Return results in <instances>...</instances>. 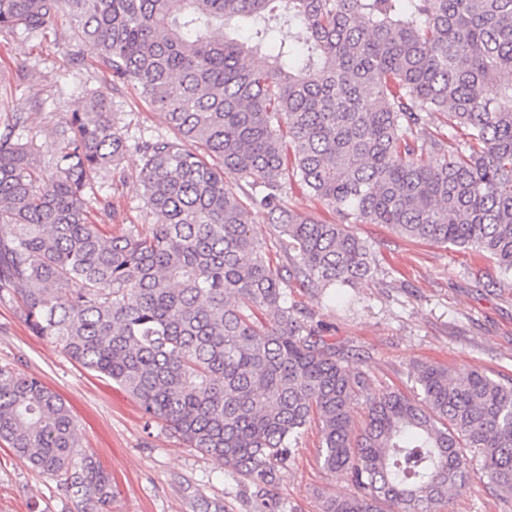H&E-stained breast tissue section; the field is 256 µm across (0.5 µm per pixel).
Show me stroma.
I'll list each match as a JSON object with an SVG mask.
<instances>
[{
    "label": "stroma",
    "instance_id": "obj_1",
    "mask_svg": "<svg viewBox=\"0 0 512 512\" xmlns=\"http://www.w3.org/2000/svg\"><path fill=\"white\" fill-rule=\"evenodd\" d=\"M104 94L129 149L112 172L95 176L87 194L94 221L120 230L157 224L142 200L137 142L167 133L159 112L133 86L110 77L96 47L70 22L44 38L0 32V122L24 113L43 176L53 172L54 131L91 96ZM352 231L370 247L371 279L347 289L348 307L331 294L288 283V301L329 342L354 355L375 392H411L415 364L475 366L512 377V288L493 262L449 245L410 241L382 224ZM0 365L42 379L70 405L82 447L112 473V512H321L328 497L354 488L322 466L321 437L309 429L292 465L260 490L211 457L186 447L162 421L147 418L124 391L110 387L35 336L17 303L0 295ZM0 512H93L57 494L55 483L0 446Z\"/></svg>",
    "mask_w": 512,
    "mask_h": 512
}]
</instances>
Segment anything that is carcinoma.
<instances>
[{
  "instance_id": "1",
  "label": "carcinoma",
  "mask_w": 512,
  "mask_h": 512,
  "mask_svg": "<svg viewBox=\"0 0 512 512\" xmlns=\"http://www.w3.org/2000/svg\"><path fill=\"white\" fill-rule=\"evenodd\" d=\"M65 20L172 135L139 146L163 223L112 235L85 199L127 151L104 95L65 117L47 180L23 114L0 127V293L33 334L259 489L317 427L324 469L354 487L322 512H436L476 483L512 503V378L421 363L417 395H376L287 300L290 277L340 301L369 278L357 222L470 249L512 286V0H0V32ZM285 23L298 43L251 68ZM295 179L336 221L286 206ZM253 209L293 253L284 274ZM0 445L64 496L112 504L66 401L7 367Z\"/></svg>"
}]
</instances>
